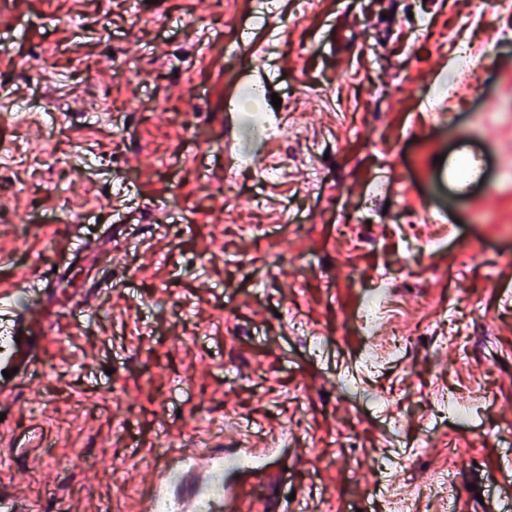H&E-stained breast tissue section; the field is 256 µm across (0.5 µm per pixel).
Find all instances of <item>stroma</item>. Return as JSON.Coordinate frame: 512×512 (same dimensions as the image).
Instances as JSON below:
<instances>
[{
  "label": "stroma",
  "mask_w": 512,
  "mask_h": 512,
  "mask_svg": "<svg viewBox=\"0 0 512 512\" xmlns=\"http://www.w3.org/2000/svg\"><path fill=\"white\" fill-rule=\"evenodd\" d=\"M508 30L495 0H0V289L57 267L48 317L88 301L0 398V493L138 512L175 445L273 434L261 471L224 473L241 512H377V488L488 512L512 456V122L490 106L512 103ZM458 42L488 55L480 93L431 101ZM457 150L486 164L469 197L440 161ZM378 289L395 313L369 337ZM452 398L476 399L468 421ZM388 448L406 455L385 477ZM385 305V295H371L367 303L364 305L361 314V326L367 333H372L377 324L380 311Z\"/></svg>",
  "instance_id": "35a3bbf8"
}]
</instances>
